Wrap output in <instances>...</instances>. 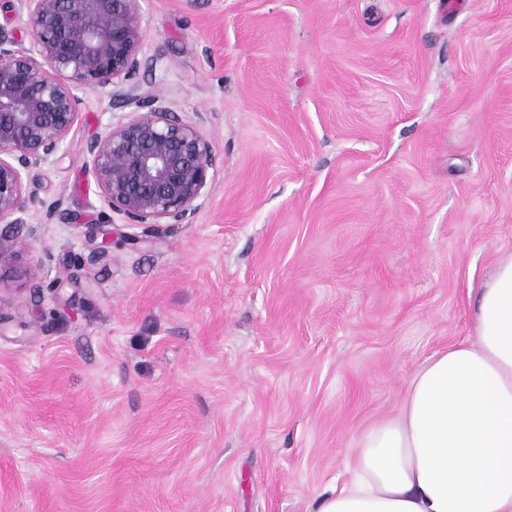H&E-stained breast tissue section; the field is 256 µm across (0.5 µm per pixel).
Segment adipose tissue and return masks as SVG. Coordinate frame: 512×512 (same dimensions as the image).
<instances>
[{"label": "adipose tissue", "mask_w": 512, "mask_h": 512, "mask_svg": "<svg viewBox=\"0 0 512 512\" xmlns=\"http://www.w3.org/2000/svg\"><path fill=\"white\" fill-rule=\"evenodd\" d=\"M315 512H512V257L481 288L472 335L416 369Z\"/></svg>", "instance_id": "obj_1"}]
</instances>
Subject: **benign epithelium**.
Wrapping results in <instances>:
<instances>
[{
	"label": "benign epithelium",
	"instance_id": "benign-epithelium-1",
	"mask_svg": "<svg viewBox=\"0 0 512 512\" xmlns=\"http://www.w3.org/2000/svg\"><path fill=\"white\" fill-rule=\"evenodd\" d=\"M139 0H18L35 45L17 47L0 28V288L21 267L26 177L56 155L78 122L77 92L110 90L136 73L145 31ZM140 111L86 145V168L105 204L136 224H185L211 183L212 150L198 129L158 104L131 97Z\"/></svg>",
	"mask_w": 512,
	"mask_h": 512
}]
</instances>
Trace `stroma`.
Returning a JSON list of instances; mask_svg holds the SVG:
<instances>
[{
	"label": "stroma",
	"instance_id": "stroma-1",
	"mask_svg": "<svg viewBox=\"0 0 512 512\" xmlns=\"http://www.w3.org/2000/svg\"><path fill=\"white\" fill-rule=\"evenodd\" d=\"M0 292V512H312L512 256V0H140ZM152 95L214 179L147 237L85 146ZM113 236L95 256L96 225Z\"/></svg>",
	"mask_w": 512,
	"mask_h": 512
}]
</instances>
